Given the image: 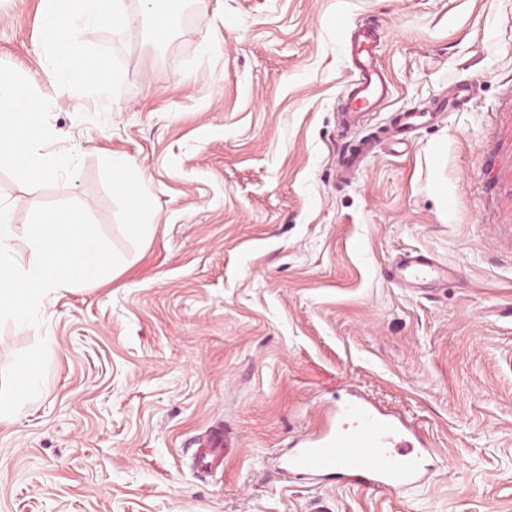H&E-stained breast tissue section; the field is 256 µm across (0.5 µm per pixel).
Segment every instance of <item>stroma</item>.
Here are the masks:
<instances>
[{
	"mask_svg": "<svg viewBox=\"0 0 512 512\" xmlns=\"http://www.w3.org/2000/svg\"><path fill=\"white\" fill-rule=\"evenodd\" d=\"M156 43L104 22L58 88L41 0H0V65L42 103L45 152L71 158L39 187L0 165L14 239L88 200L118 262L56 288L20 327L0 318V396L44 366L36 395L0 422V512H512V0H182ZM381 33L392 94L345 131L350 37ZM460 108L405 144L380 142L350 175V143L429 109ZM130 160L150 204L126 230L107 161ZM453 268L400 288V254ZM406 416L441 465L400 493L299 480L275 450L320 428L336 400ZM222 424L220 480L189 466Z\"/></svg>",
	"mask_w": 512,
	"mask_h": 512,
	"instance_id": "stroma-1",
	"label": "stroma"
}]
</instances>
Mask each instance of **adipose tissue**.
<instances>
[{
	"label": "adipose tissue",
	"instance_id": "obj_1",
	"mask_svg": "<svg viewBox=\"0 0 512 512\" xmlns=\"http://www.w3.org/2000/svg\"><path fill=\"white\" fill-rule=\"evenodd\" d=\"M51 18L45 40L51 46L49 63L59 86H66L71 70H79L98 92L108 90V66L88 49L91 35L103 15L116 25H142L157 31L151 11H126L123 0H42ZM40 107L26 102L17 76L0 67V161L7 163L31 186H38L58 165L57 159L41 152V140L31 129L38 121ZM115 185L126 202L129 232L145 233L147 200L142 179L136 177L128 159L110 161ZM85 207L63 215H48L30 225L28 236L37 259L28 268L16 271L0 264V315L23 324L44 308L52 288L66 285H93L114 267V257L88 224Z\"/></svg>",
	"mask_w": 512,
	"mask_h": 512
}]
</instances>
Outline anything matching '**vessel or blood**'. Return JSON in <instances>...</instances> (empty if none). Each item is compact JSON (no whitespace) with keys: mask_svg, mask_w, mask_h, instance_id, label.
<instances>
[{"mask_svg":"<svg viewBox=\"0 0 512 512\" xmlns=\"http://www.w3.org/2000/svg\"><path fill=\"white\" fill-rule=\"evenodd\" d=\"M380 34L376 28L355 30L351 40L353 79L340 105L344 128L359 126L366 113L376 111L391 94V82L378 62ZM422 112H403L398 123L352 143L348 164L357 163L373 141L402 144L412 130L425 122ZM452 276L451 269L433 256L410 252L401 256L391 269L392 280L402 288L442 283ZM340 427L323 428L316 435L289 450L282 464L284 471L297 478L314 480L340 477L368 489L400 492L426 479L432 468L433 451L414 430L392 415L380 412L363 397L344 405ZM197 473L217 477L224 474V431L217 428L199 443L193 453Z\"/></svg>","mask_w":512,"mask_h":512,"instance_id":"vessel-or-blood-1","label":"vessel or blood"}]
</instances>
